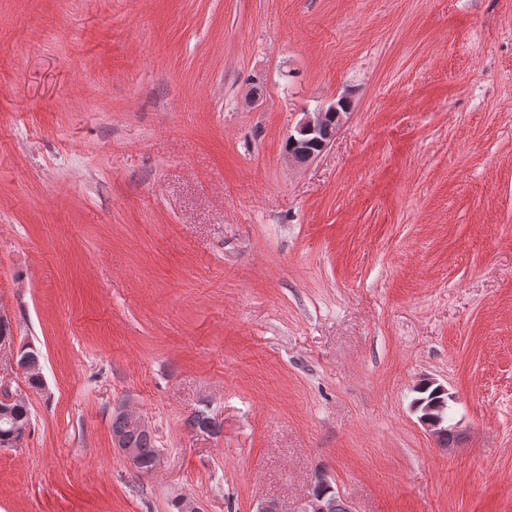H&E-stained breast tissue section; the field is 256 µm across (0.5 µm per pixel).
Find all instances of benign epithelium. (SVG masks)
<instances>
[{
	"instance_id": "1",
	"label": "benign epithelium",
	"mask_w": 512,
	"mask_h": 512,
	"mask_svg": "<svg viewBox=\"0 0 512 512\" xmlns=\"http://www.w3.org/2000/svg\"><path fill=\"white\" fill-rule=\"evenodd\" d=\"M347 96L340 95L329 104L316 109L313 112L303 113V117L290 130L292 147L287 152L288 158L297 165H305L315 160L335 139L337 131L343 126L349 113L341 111L345 107ZM23 371H38L41 368V360L38 356L20 357L19 346L16 337L0 339V417L9 415V406L16 395L12 391L11 372L14 369ZM434 386L436 393L442 395L437 401L423 405L421 402L414 404L418 420L425 431L439 445L447 439L454 437L456 426L445 419V410L448 409V389L434 379H424L419 387ZM114 447L122 453L126 463L131 468H136L138 463V449L129 445L121 436H112ZM334 497L323 493H310L302 503L301 512H332Z\"/></svg>"
}]
</instances>
